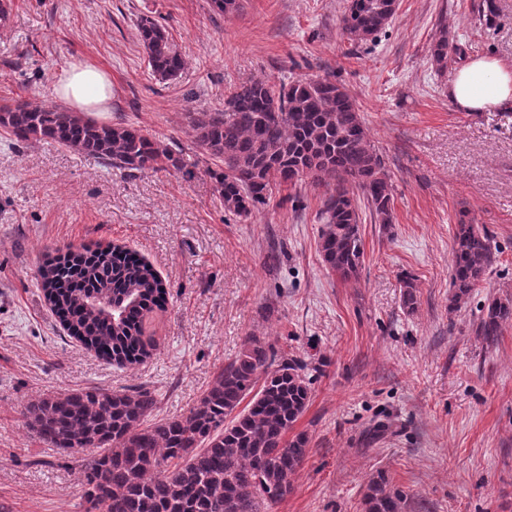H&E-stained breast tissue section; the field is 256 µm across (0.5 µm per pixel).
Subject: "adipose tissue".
Segmentation results:
<instances>
[{
	"mask_svg": "<svg viewBox=\"0 0 512 512\" xmlns=\"http://www.w3.org/2000/svg\"><path fill=\"white\" fill-rule=\"evenodd\" d=\"M54 93L71 111L105 112L112 100V82L105 72L79 62L62 70ZM448 98L465 112L512 111V66L488 56L471 58L450 80Z\"/></svg>",
	"mask_w": 512,
	"mask_h": 512,
	"instance_id": "obj_1",
	"label": "adipose tissue"
}]
</instances>
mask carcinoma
<instances>
[{
  "label": "carcinoma",
  "mask_w": 512,
  "mask_h": 512,
  "mask_svg": "<svg viewBox=\"0 0 512 512\" xmlns=\"http://www.w3.org/2000/svg\"><path fill=\"white\" fill-rule=\"evenodd\" d=\"M395 0H351L342 16L346 38L362 44L383 31ZM138 36L152 75L176 79L184 60L164 25L140 17ZM466 51L443 31L431 45L439 70ZM195 144L224 167L206 168L224 209L246 220L273 190L298 182L325 188L319 250L326 269L345 280L363 263L361 207L392 222L393 184L346 88L330 77L244 83L222 110L187 113ZM0 128L18 142L52 141L128 173L181 169L179 154L140 126L106 124L78 112L30 101L0 104ZM494 261L487 232L467 210L458 214L448 308L457 310ZM36 279L70 336L118 365L148 358L145 316L160 308L165 286L151 265L110 246H82L49 255ZM404 307L417 304L414 280L402 279ZM512 322V299L482 309L478 332L487 342ZM296 359L276 360L259 339L219 371L188 414L150 426L153 391L140 387L49 395L25 407L28 428L48 447L98 448L85 466L82 496L99 493L103 512H265L293 489L309 439L288 437L310 400ZM404 495L379 474L366 485L364 512H402Z\"/></svg>",
  "instance_id": "carcinoma-1"
}]
</instances>
